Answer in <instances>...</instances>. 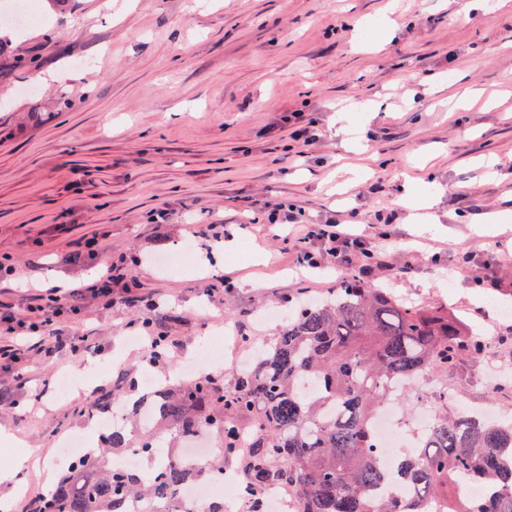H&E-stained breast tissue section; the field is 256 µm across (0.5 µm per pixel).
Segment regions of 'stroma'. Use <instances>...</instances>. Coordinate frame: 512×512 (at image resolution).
<instances>
[{
    "label": "stroma",
    "mask_w": 512,
    "mask_h": 512,
    "mask_svg": "<svg viewBox=\"0 0 512 512\" xmlns=\"http://www.w3.org/2000/svg\"><path fill=\"white\" fill-rule=\"evenodd\" d=\"M459 2L39 0L41 21L0 43V262L13 269L0 301L20 312L52 279L83 286L80 315L57 329L99 344L104 371L67 351L32 354L10 383L13 405L0 406L12 437L0 469L21 455L54 461L74 433L97 447L89 402L140 380L145 311L87 289L107 263L139 257L129 274L160 303L168 356L155 372L170 377L224 323L245 321L259 345L282 325L265 310L335 287L334 268L299 271L277 231L249 223L258 202L294 203L316 222L394 211L377 250L415 273L382 269L371 284L479 333V359L431 379L512 411L498 373L512 365L499 342L512 334V0ZM295 112L320 133L299 160L288 156ZM409 191L436 198L437 223L411 220ZM178 250L180 271L158 264ZM466 250L476 264L455 265ZM486 264L498 287L478 286ZM76 372L84 384L60 397L57 378Z\"/></svg>",
    "instance_id": "35a3bbf8"
}]
</instances>
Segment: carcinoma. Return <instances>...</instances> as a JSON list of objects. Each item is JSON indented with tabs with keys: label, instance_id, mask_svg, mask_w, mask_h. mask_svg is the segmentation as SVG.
Here are the masks:
<instances>
[{
	"label": "carcinoma",
	"instance_id": "obj_1",
	"mask_svg": "<svg viewBox=\"0 0 512 512\" xmlns=\"http://www.w3.org/2000/svg\"><path fill=\"white\" fill-rule=\"evenodd\" d=\"M480 342L442 308L409 305L389 288L349 277L329 296L303 299L249 371L224 390V374L164 387L155 425L123 423L69 466L45 501L51 512H172L183 487L224 470V453L248 448L251 491L288 485L305 512H512V417L448 414V388L432 394L437 417L416 451L384 468L373 424L391 380L448 372ZM253 417V428L235 427ZM210 431L225 451L201 461L172 447ZM162 460L145 470L113 467L118 455ZM494 495L474 503L467 485Z\"/></svg>",
	"mask_w": 512,
	"mask_h": 512
}]
</instances>
